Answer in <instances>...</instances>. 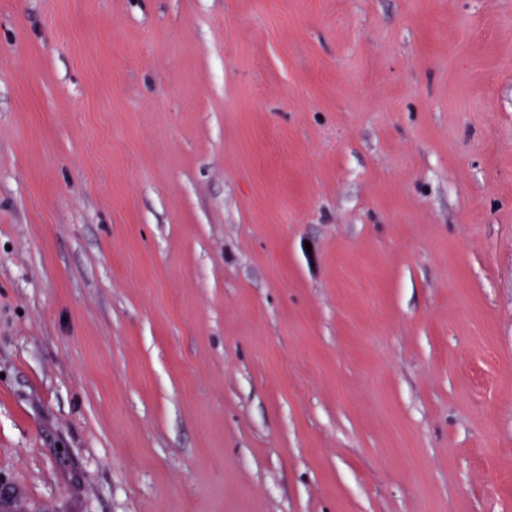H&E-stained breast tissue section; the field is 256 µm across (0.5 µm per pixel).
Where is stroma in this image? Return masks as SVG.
I'll use <instances>...</instances> for the list:
<instances>
[{
  "label": "stroma",
  "mask_w": 512,
  "mask_h": 512,
  "mask_svg": "<svg viewBox=\"0 0 512 512\" xmlns=\"http://www.w3.org/2000/svg\"><path fill=\"white\" fill-rule=\"evenodd\" d=\"M18 512H512V0H0Z\"/></svg>",
  "instance_id": "1"
}]
</instances>
